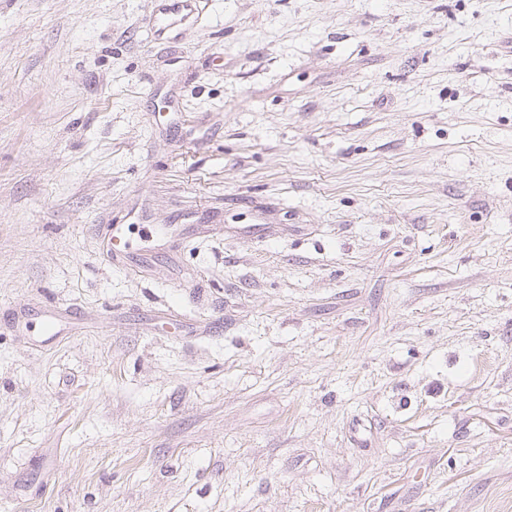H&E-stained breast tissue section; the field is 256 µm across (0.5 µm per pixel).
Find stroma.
I'll use <instances>...</instances> for the list:
<instances>
[{
    "mask_svg": "<svg viewBox=\"0 0 512 512\" xmlns=\"http://www.w3.org/2000/svg\"><path fill=\"white\" fill-rule=\"evenodd\" d=\"M148 11L0 0V512H497L512 0ZM208 0H150L147 33L155 44L168 43L201 23ZM110 237L105 252L106 260L113 265H120L123 268L133 259L127 252V243L124 242L126 224H109ZM42 322L40 343L50 345L55 343L62 335L64 328L61 316L55 310H46Z\"/></svg>",
    "mask_w": 512,
    "mask_h": 512,
    "instance_id": "obj_1",
    "label": "stroma"
}]
</instances>
